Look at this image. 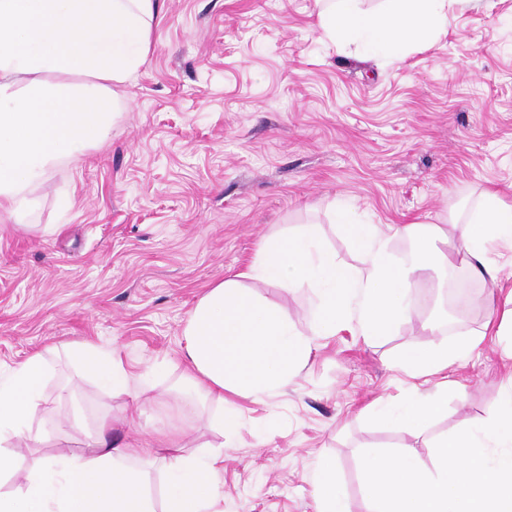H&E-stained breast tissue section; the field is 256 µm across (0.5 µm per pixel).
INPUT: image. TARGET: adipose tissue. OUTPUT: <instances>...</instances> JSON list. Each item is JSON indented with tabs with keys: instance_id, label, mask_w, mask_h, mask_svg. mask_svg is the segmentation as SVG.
<instances>
[{
	"instance_id": "obj_1",
	"label": "adipose tissue",
	"mask_w": 512,
	"mask_h": 512,
	"mask_svg": "<svg viewBox=\"0 0 512 512\" xmlns=\"http://www.w3.org/2000/svg\"><path fill=\"white\" fill-rule=\"evenodd\" d=\"M449 0H384L366 10L361 0H328L319 14L324 35L358 43L375 54L403 58L413 45L428 43L448 24ZM160 0H0V223L21 216V197L40 183L49 166L104 144L128 81L150 52ZM337 222L354 244L357 266L337 263L310 229L262 244L247 278L317 290L311 335L295 330L283 309L264 303L240 281L224 280L197 301L183 331L186 379L204 400L216 404L218 431L242 428L240 417L223 411L226 395L265 397L293 382L316 336L358 322L362 336L378 341L409 317L410 288L425 270L446 261L432 246L436 227L403 224L381 231L359 224L349 208ZM459 250L489 277L500 268L488 258L491 243L512 245V205L484 191L471 218L454 226ZM412 240L415 249L393 258L390 237ZM476 340L407 347L396 363L415 376L441 375L475 350ZM68 352L91 374L107 379L116 395L130 379L113 352L82 342ZM48 360L26 358L0 380V479L16 471L12 440L25 437L44 402ZM427 399L380 401L371 412L380 422L424 430L437 411ZM111 418L95 427L92 448L48 458L29 471L20 493L0 492V512H216L223 499L220 455L185 453L178 432H169L165 455L150 448H112ZM167 475L160 499L148 480L154 467ZM317 512H350L329 459L317 465Z\"/></svg>"
}]
</instances>
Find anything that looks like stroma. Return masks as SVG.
I'll list each match as a JSON object with an SVG mask.
<instances>
[{"instance_id": "1", "label": "stroma", "mask_w": 512, "mask_h": 512, "mask_svg": "<svg viewBox=\"0 0 512 512\" xmlns=\"http://www.w3.org/2000/svg\"><path fill=\"white\" fill-rule=\"evenodd\" d=\"M320 9L165 0L111 139L50 168L19 223L0 226V374L37 352L52 366L0 491H22L43 459L88 447L109 413L116 447H156L172 428L189 451L223 441L224 512H316L324 455L350 512H369L363 451L413 448L432 462L438 440L494 414L512 389V332L495 327L512 275L493 283L463 260L414 281L410 318L391 336L369 342L353 322L314 337L293 384L237 399V437L218 438L210 405L182 387L190 312L207 288L246 271L265 238L311 224L337 262L354 265L333 222L338 206L364 224L430 222L449 234L483 191L512 204V0L449 5L445 30L401 60L333 43ZM460 279L471 296L452 316ZM248 286L309 333L312 286ZM465 334L480 344L449 369V391L394 364L405 345ZM73 342L116 352L140 416L124 420L129 396H112L65 356ZM416 392L443 405L424 431L372 420L375 400Z\"/></svg>"}]
</instances>
